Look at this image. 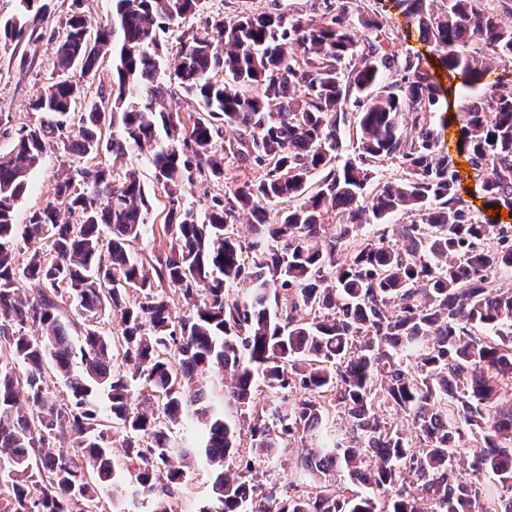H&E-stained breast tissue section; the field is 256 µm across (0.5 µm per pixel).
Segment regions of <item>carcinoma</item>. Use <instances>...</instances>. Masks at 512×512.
I'll return each mask as SVG.
<instances>
[{"label": "carcinoma", "mask_w": 512, "mask_h": 512, "mask_svg": "<svg viewBox=\"0 0 512 512\" xmlns=\"http://www.w3.org/2000/svg\"><path fill=\"white\" fill-rule=\"evenodd\" d=\"M0 47L30 39L49 6L20 0ZM394 0L448 75L477 92L460 113L468 161L486 170L487 204L512 213V0ZM93 25L72 0L52 82L34 122L0 153V512H178L175 489L202 439L204 512H512V225L472 218L432 123L440 87L399 50L378 11L311 0L321 18L275 7L183 20L201 0H112ZM177 64L161 69L171 33ZM112 56V92L87 99L81 77ZM181 92L198 109L166 107ZM84 101L78 130L69 117ZM117 125L110 137L105 128ZM232 129L236 137L224 138ZM356 141L355 156L339 164ZM144 153L163 187L169 249L131 245L152 205L134 170L94 162ZM70 157L53 196L16 223L17 203L50 150ZM263 176L185 206L187 187L224 180V159ZM396 158L404 178L377 183ZM248 211L256 238L238 240ZM414 217L378 235L367 224ZM244 282L250 293H230ZM184 300L174 316L170 294ZM120 312L112 332L107 311ZM228 380L236 418L210 402ZM263 384L269 410L253 406ZM106 392L107 405L99 402ZM411 419L409 439L381 408ZM268 458L304 441L293 495L256 479L241 431ZM467 435L482 448L461 455ZM121 437L124 455L112 456ZM69 444L73 454L54 448ZM235 460L236 467L225 465ZM341 472L364 492L336 490Z\"/></svg>", "instance_id": "cac0c4a2"}]
</instances>
